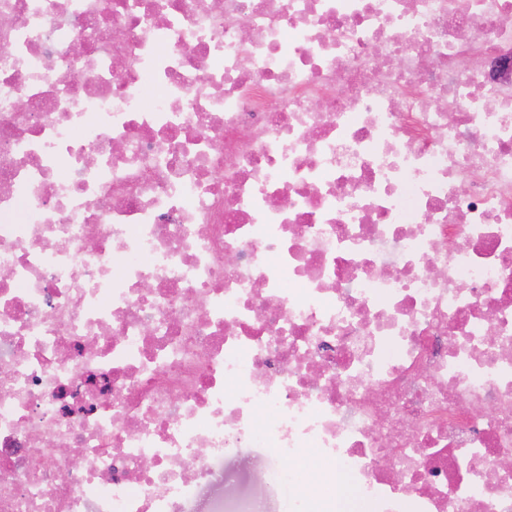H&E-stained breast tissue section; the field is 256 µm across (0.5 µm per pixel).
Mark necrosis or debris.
I'll use <instances>...</instances> for the list:
<instances>
[{"mask_svg": "<svg viewBox=\"0 0 512 512\" xmlns=\"http://www.w3.org/2000/svg\"><path fill=\"white\" fill-rule=\"evenodd\" d=\"M247 445L512 512V0H0V512Z\"/></svg>", "mask_w": 512, "mask_h": 512, "instance_id": "4bbe7bcc", "label": "necrosis or debris"}]
</instances>
